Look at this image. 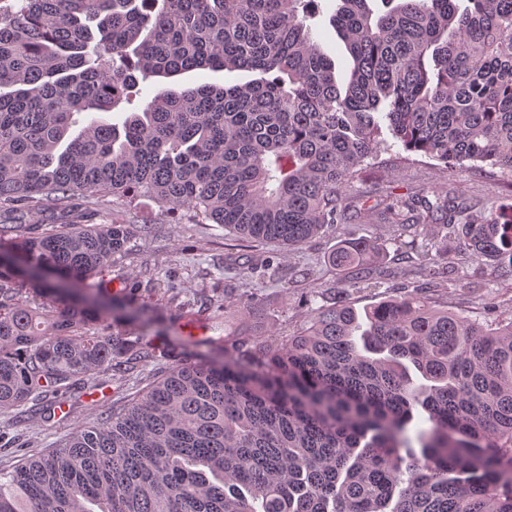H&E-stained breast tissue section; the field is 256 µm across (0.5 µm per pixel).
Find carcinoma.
<instances>
[{
  "label": "carcinoma",
  "instance_id": "carcinoma-1",
  "mask_svg": "<svg viewBox=\"0 0 512 512\" xmlns=\"http://www.w3.org/2000/svg\"><path fill=\"white\" fill-rule=\"evenodd\" d=\"M315 0H0V408L11 426L77 400L153 348L118 328L104 279L126 225L77 223L112 196L150 199L237 240L301 247L351 202L384 144L443 166L512 173V0H339L346 80L312 36ZM195 70L261 74L187 86ZM171 87L122 125L107 113ZM385 196L381 224H441L512 278V215L460 222L462 203ZM381 253L348 238L334 301L273 347L224 328V360L171 370L123 411L0 480V512H512V318L493 326L418 288L358 312L350 287ZM167 83L162 79H151L141 85L143 91L141 97H136L130 104L122 102L118 107L112 111L114 122H122L125 116L130 112H140L143 102L151 98L161 89L165 88Z\"/></svg>",
  "mask_w": 512,
  "mask_h": 512
}]
</instances>
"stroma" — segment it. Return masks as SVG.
Segmentation results:
<instances>
[{
	"label": "stroma",
	"mask_w": 512,
	"mask_h": 512,
	"mask_svg": "<svg viewBox=\"0 0 512 512\" xmlns=\"http://www.w3.org/2000/svg\"><path fill=\"white\" fill-rule=\"evenodd\" d=\"M336 4L337 0H317L319 15L313 28L321 49L343 74L350 68V59L329 23ZM402 154L397 143L379 149L372 159L373 170L349 181V198L378 197L390 191L425 196L445 188L462 197L473 218L512 208L511 173L467 164L445 168L415 155L406 160ZM119 212L131 239L125 252L113 256L112 271L139 280L140 303L158 313V322L144 337L155 355L129 371L101 375L99 385L67 420L47 422L32 415L22 428L20 445L0 442V473L11 472L24 456L54 448L75 424L92 421L98 406L122 411L172 368L190 361L188 324L200 325L204 339L214 343L212 357L223 358L225 301L236 303L252 335L272 341L292 335L306 321L312 304L331 302L339 276L330 255L350 234L376 240L384 248V257L374 263L372 274L351 290L355 308L426 287L438 304L480 324L512 317V281L485 261L461 256L455 243L434 252L435 267L418 265V251L443 240V232L433 224L402 235L396 226L354 211L347 223L328 226L305 246L286 251L273 243L237 249L234 235L223 225L178 224L151 201L128 210L118 199L108 197L88 207L83 221L104 224ZM144 224L154 227L150 237L139 232ZM297 272L303 273V280H294ZM162 282L172 283L173 291L159 290Z\"/></svg>",
	"instance_id": "obj_1"
}]
</instances>
